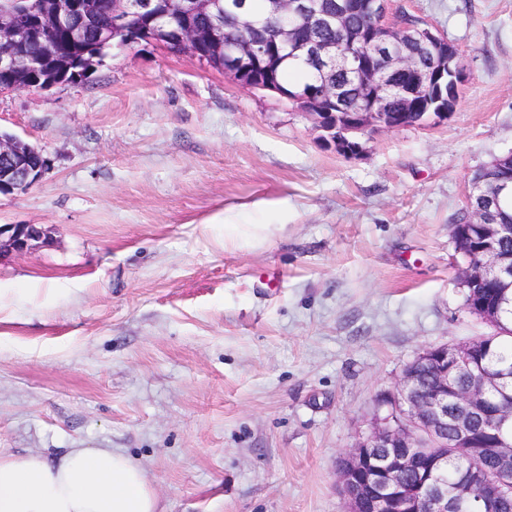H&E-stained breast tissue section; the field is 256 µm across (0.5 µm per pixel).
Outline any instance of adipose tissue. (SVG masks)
<instances>
[{"mask_svg": "<svg viewBox=\"0 0 512 512\" xmlns=\"http://www.w3.org/2000/svg\"><path fill=\"white\" fill-rule=\"evenodd\" d=\"M0 512H161L144 470L110 448L0 453Z\"/></svg>", "mask_w": 512, "mask_h": 512, "instance_id": "adipose-tissue-1", "label": "adipose tissue"}]
</instances>
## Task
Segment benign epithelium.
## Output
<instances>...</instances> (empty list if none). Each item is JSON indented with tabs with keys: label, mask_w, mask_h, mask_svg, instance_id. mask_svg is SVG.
I'll return each mask as SVG.
<instances>
[{
	"label": "benign epithelium",
	"mask_w": 512,
	"mask_h": 512,
	"mask_svg": "<svg viewBox=\"0 0 512 512\" xmlns=\"http://www.w3.org/2000/svg\"><path fill=\"white\" fill-rule=\"evenodd\" d=\"M368 26L353 28L348 19L352 2L342 0L329 6L326 0H267L261 18L252 15L249 0H89L77 12L66 11L58 0H34L11 8L0 7V70L12 73L18 81L0 87V92L27 87L19 79L39 65L49 74L45 88L66 78L74 61L61 57L51 47L54 31L62 26L70 29L74 41L84 39L87 29H100L98 38L106 44L131 46L146 43L169 52L197 58L205 46L224 50V75L255 91H270L293 102L310 116L326 137L342 150L355 155L361 151L352 135L380 128L395 130L401 124L389 112L383 89H398L413 106L433 93L436 101H444L439 114L454 111L461 92L464 64L456 47L438 34L432 26L420 21L412 24L403 14L392 17L391 0L366 2ZM217 16V22L199 27L189 18L199 12ZM133 15L145 16L148 26H131ZM315 29L334 30L341 41L319 39ZM250 32V37L234 42L230 35ZM44 40L43 56L25 51L34 33ZM366 43L372 52L360 55L345 45ZM289 47L297 58L310 66L320 64L322 77L329 76L334 65L343 67L358 78L372 94L358 98L352 109L344 112V122L336 121V113L328 105L337 102L336 87L323 84L306 91L287 93L275 85L280 53ZM49 167L43 153L14 137L0 133V194L22 192L38 182ZM487 177L477 176L469 184L467 198L485 194V181L490 178L505 186V175L512 173V152L495 159L485 167ZM469 223L479 230L488 246L479 251L475 262L461 269L460 280L471 286L495 283L512 288V254L498 252L493 244L512 238V223L502 224L493 216H470ZM44 231L38 224H0V255L24 253L42 240ZM481 340L450 347H431L418 354V362L437 371L438 383L426 387L416 374L405 373L391 411L376 423L372 431L350 452L347 470L339 471V480L350 503V512H361L354 495L348 492L352 474L365 473L364 481L373 496L372 512H458L448 489L432 477V463L417 467L419 479L412 486L398 483L392 476L410 464L409 448L452 449L466 455H487L495 459V476L480 469L473 471L479 501L486 512L512 493V483L498 474L512 469V445L501 439L481 438L471 430L476 412L486 410V392L512 381V367L498 372H484L482 378L467 387L457 385L449 374L448 360L470 363ZM512 424V391H502L501 401L489 411L488 426L500 428Z\"/></svg>",
	"instance_id": "benign-epithelium-1"
}]
</instances>
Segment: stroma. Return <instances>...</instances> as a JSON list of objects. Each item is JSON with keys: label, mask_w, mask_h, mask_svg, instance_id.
<instances>
[{"label": "stroma", "mask_w": 512, "mask_h": 512, "mask_svg": "<svg viewBox=\"0 0 512 512\" xmlns=\"http://www.w3.org/2000/svg\"><path fill=\"white\" fill-rule=\"evenodd\" d=\"M464 63L447 122L347 157L275 94L151 45L0 94L49 168L0 194V452L113 448L163 512H347L338 465L406 364L489 325L453 218L512 151V0H394ZM276 282L267 283V274ZM483 170L488 177L477 176L469 184L467 201L470 202L475 193L485 195V181L487 179L494 180L499 187H505V175L512 172V152L503 157L496 158L491 164L487 165ZM44 237L37 224H0V258L4 252L24 253Z\"/></svg>", "instance_id": "obj_1"}]
</instances>
